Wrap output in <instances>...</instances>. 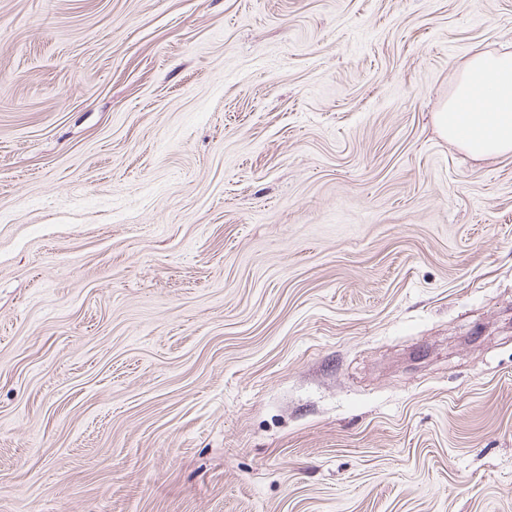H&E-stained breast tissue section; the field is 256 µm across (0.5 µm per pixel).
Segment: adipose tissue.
I'll use <instances>...</instances> for the list:
<instances>
[{
  "instance_id": "1",
  "label": "adipose tissue",
  "mask_w": 512,
  "mask_h": 512,
  "mask_svg": "<svg viewBox=\"0 0 512 512\" xmlns=\"http://www.w3.org/2000/svg\"><path fill=\"white\" fill-rule=\"evenodd\" d=\"M436 125L473 156L512 154V52L484 51L465 61Z\"/></svg>"
}]
</instances>
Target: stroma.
<instances>
[{
	"instance_id": "1",
	"label": "stroma",
	"mask_w": 512,
	"mask_h": 512,
	"mask_svg": "<svg viewBox=\"0 0 512 512\" xmlns=\"http://www.w3.org/2000/svg\"><path fill=\"white\" fill-rule=\"evenodd\" d=\"M481 50L512 0H0V512H512ZM464 103L468 111L461 110ZM436 125L475 157L512 154V52H477L465 61Z\"/></svg>"
}]
</instances>
